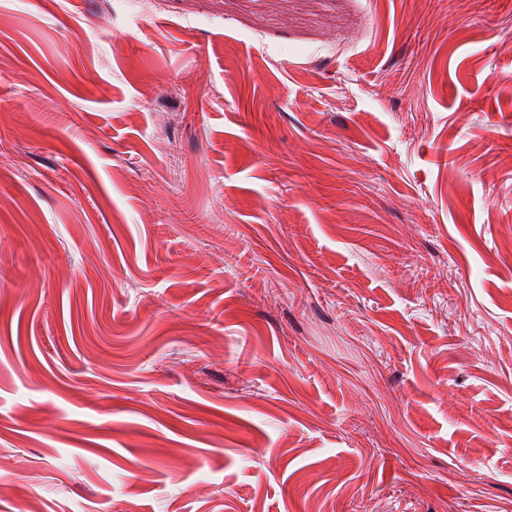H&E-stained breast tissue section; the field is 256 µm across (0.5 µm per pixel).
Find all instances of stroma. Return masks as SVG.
<instances>
[{"label": "stroma", "instance_id": "35a3bbf8", "mask_svg": "<svg viewBox=\"0 0 512 512\" xmlns=\"http://www.w3.org/2000/svg\"><path fill=\"white\" fill-rule=\"evenodd\" d=\"M0 512H512V0H0Z\"/></svg>", "mask_w": 512, "mask_h": 512}]
</instances>
